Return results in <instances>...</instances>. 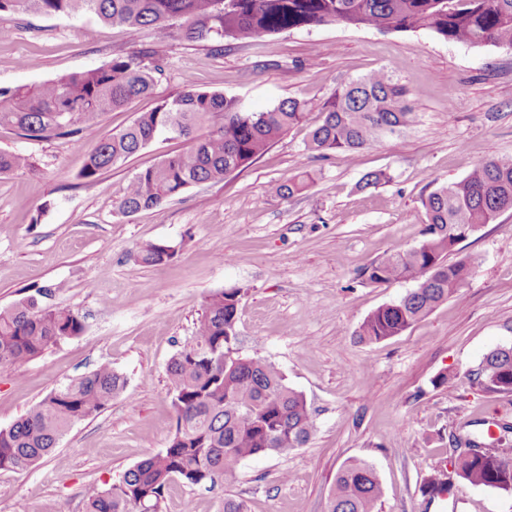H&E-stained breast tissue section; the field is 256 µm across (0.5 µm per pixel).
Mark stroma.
Returning a JSON list of instances; mask_svg holds the SVG:
<instances>
[{
    "instance_id": "stroma-1",
    "label": "stroma",
    "mask_w": 512,
    "mask_h": 512,
    "mask_svg": "<svg viewBox=\"0 0 512 512\" xmlns=\"http://www.w3.org/2000/svg\"><path fill=\"white\" fill-rule=\"evenodd\" d=\"M0 87L36 84L148 49L166 62L150 99L109 112L81 144L30 141L0 127V150L29 155L33 170L0 176V309L29 295L79 311L86 330L20 366H0V428L48 392L103 362L126 379L98 416L76 423L60 456L26 471H0V512H85L84 492L109 486L174 431L170 358L195 332L211 292H240L241 355L275 364L311 406L316 431L292 454L243 461L214 487L172 485L162 512H326L336 475L369 462L383 487L378 512H512V493L458 483L447 502L427 503L425 477L449 456L451 436L477 419L512 421V392L485 389L483 357L512 346V210L460 242L465 288L401 335L359 342L355 331L405 281L375 285L363 270L418 245L422 199L494 156H512V48L454 43L427 31L386 33L341 25L299 29L250 43L188 42L150 29L102 24L83 12L0 13ZM34 60L32 68L22 59ZM390 68L412 91L419 116L404 135L353 155L318 158L304 144L322 120L308 113L247 169L187 189L149 211L117 209L140 169L184 149L164 135L96 181L80 179L99 137L128 125L185 86L241 98L262 111L280 100L327 101L344 80ZM308 172L307 188L281 199L273 184ZM387 181L361 188L364 174ZM165 242L170 262L136 254ZM451 384L438 385L440 375Z\"/></svg>"
}]
</instances>
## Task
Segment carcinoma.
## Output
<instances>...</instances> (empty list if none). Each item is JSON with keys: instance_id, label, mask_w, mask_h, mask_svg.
<instances>
[{"instance_id": "carcinoma-1", "label": "carcinoma", "mask_w": 512, "mask_h": 512, "mask_svg": "<svg viewBox=\"0 0 512 512\" xmlns=\"http://www.w3.org/2000/svg\"><path fill=\"white\" fill-rule=\"evenodd\" d=\"M6 10L44 15L84 10L106 25L175 31L188 41H238L342 25L382 32L427 29L448 41L512 48V0H0V12ZM164 71L163 58L132 53L115 56L96 69L0 88V126H11L33 141L66 137L79 142L99 129L106 113L134 98L151 96ZM410 95V89L384 69L348 80L328 102L288 98L261 112L247 109L235 97L190 85L139 113L127 127L100 138L81 177L96 180L161 135L184 139L182 152L129 180L118 209L133 215L193 185L249 167L309 112L322 114L306 144L312 154H354L397 137L418 119ZM30 167L28 156L0 151V176ZM306 186L302 172L275 184L272 192L289 198ZM422 205L427 217L423 240L364 269L373 284L405 280L414 288L364 319L355 332L362 342L402 334L465 286L470 261L450 262L448 255L480 226L512 209V157L478 164L462 180L435 187ZM174 255L172 246L151 243L136 259L157 266ZM238 307L239 292L234 289L205 298L192 341L167 364L175 416L167 447L138 462L111 487L88 488L86 512H143L146 507L161 512L165 491L176 480L213 486L246 459L287 455L311 440L315 422L303 394L288 386L274 364L239 354ZM85 329L79 312L24 298L0 310V365L33 361ZM476 376L490 391L512 392V346L487 354ZM125 385L124 377L103 362L51 391L12 425L0 428V471H23L56 456L66 432L99 414ZM471 447L475 451L456 457L447 481H442V468H433L426 480L429 499L451 492L457 480L512 493V451L489 448L481 441ZM381 498L375 468L353 460L337 473L327 512H377Z\"/></svg>"}]
</instances>
